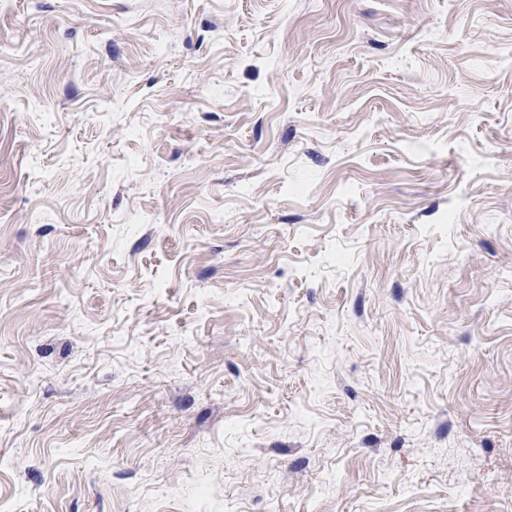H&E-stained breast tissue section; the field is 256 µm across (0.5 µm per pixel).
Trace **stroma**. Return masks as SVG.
<instances>
[{
	"label": "stroma",
	"instance_id": "stroma-1",
	"mask_svg": "<svg viewBox=\"0 0 512 512\" xmlns=\"http://www.w3.org/2000/svg\"><path fill=\"white\" fill-rule=\"evenodd\" d=\"M0 512H512V0H0Z\"/></svg>",
	"mask_w": 512,
	"mask_h": 512
}]
</instances>
